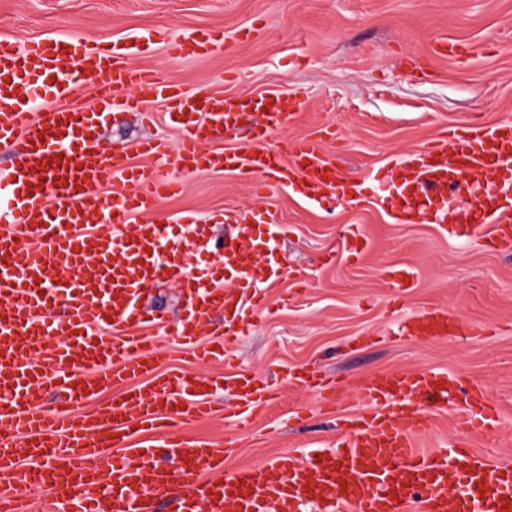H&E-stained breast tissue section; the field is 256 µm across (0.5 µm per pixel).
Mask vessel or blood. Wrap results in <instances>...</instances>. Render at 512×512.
Masks as SVG:
<instances>
[{
	"label": "vessel or blood",
	"instance_id": "b4317fda",
	"mask_svg": "<svg viewBox=\"0 0 512 512\" xmlns=\"http://www.w3.org/2000/svg\"><path fill=\"white\" fill-rule=\"evenodd\" d=\"M153 43L149 31L108 47L70 37L0 38V151L12 155L0 166V506L59 512L84 500L86 512H153L157 499L170 496L179 512H512L511 465L492 464L458 442L416 450L415 436L431 426L420 398L444 403L462 388L439 370L381 371L357 382L360 410L341 415L340 447L303 458L287 452L271 464L230 469V448L166 437L168 427L186 432L209 418L212 392L223 386L237 389L242 421L270 401L269 389L246 376L203 378L165 366L164 356L188 349L222 360L254 328L282 274L261 255L284 226L270 218L262 238L247 215L235 216L213 255L214 271L192 276L164 250L167 228L149 217L156 202L178 193L182 176L200 172L246 175L259 199L297 189L319 203L354 202L365 187L324 153L320 139L283 137L300 101L274 91L196 97L158 67ZM166 47L175 61L200 58L223 50L224 32L196 29ZM87 83L90 104L74 95ZM151 103L163 106L175 142L105 146L102 128L112 116L134 112L151 124ZM252 112L261 115L255 133L221 146L222 135ZM151 157L171 161L178 177L158 174ZM113 186L118 196L106 198ZM463 189L473 212L457 235L491 222L493 243L512 246L511 118L452 126L412 151L386 197L387 213L398 224L427 214L444 223L440 201ZM108 223L112 232H101ZM228 269L236 274L232 287L224 284ZM161 283L180 286L181 317L138 307ZM216 311L231 314L222 337L200 341ZM401 331L427 339L482 329L447 309L423 308ZM296 380L319 405H335V383L310 373ZM106 382L121 389V404L98 402ZM456 417L468 428L496 423L478 390ZM44 457L50 467H42ZM91 465L112 477L111 488L92 499ZM31 487L41 496L26 497Z\"/></svg>",
	"mask_w": 512,
	"mask_h": 512
}]
</instances>
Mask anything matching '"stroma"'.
Returning a JSON list of instances; mask_svg holds the SVG:
<instances>
[{"label": "stroma", "instance_id": "1", "mask_svg": "<svg viewBox=\"0 0 512 512\" xmlns=\"http://www.w3.org/2000/svg\"><path fill=\"white\" fill-rule=\"evenodd\" d=\"M199 26L223 29V51L172 61L167 40ZM145 29L161 35L158 65L188 90L300 93L304 108L284 137L309 139L335 125L339 137L325 141L326 154L366 185L365 197L328 211L293 192L262 201L237 175L200 173L155 205L152 218L177 224L178 255L196 270L211 254L180 216L210 221L206 236L214 242L224 239L223 215L248 214L261 233L272 210L286 226L277 247L285 271L253 330L232 344L231 362H203L186 351L170 358L203 377L256 378L272 387V399L241 424L233 417L238 394L226 388L215 395L222 413L198 422L191 436L220 446L235 441L234 468L332 448L335 413L316 407L288 374L311 369L349 384L379 371L434 368L481 383L499 424L465 429L453 412L437 411L418 450L458 440L512 464V252L430 220L393 223L374 200L381 176L397 175L398 158L444 126L512 117V0H0V37L18 42L68 36L109 45ZM143 137L172 142L176 133L123 114L105 131L110 146ZM351 232L366 249L337 253ZM407 273L415 286L393 305L386 278ZM432 307L480 325L483 335L465 342L398 335L417 309Z\"/></svg>", "mask_w": 512, "mask_h": 512}]
</instances>
